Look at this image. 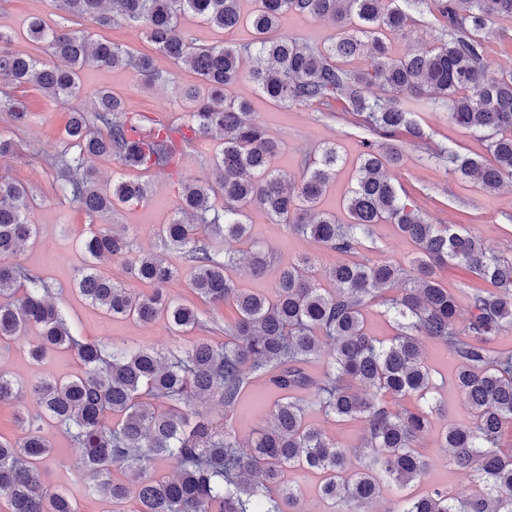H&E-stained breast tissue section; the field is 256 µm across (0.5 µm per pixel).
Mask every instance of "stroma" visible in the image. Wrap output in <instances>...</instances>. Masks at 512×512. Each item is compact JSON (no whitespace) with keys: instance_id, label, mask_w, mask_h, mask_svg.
<instances>
[{"instance_id":"obj_1","label":"stroma","mask_w":512,"mask_h":512,"mask_svg":"<svg viewBox=\"0 0 512 512\" xmlns=\"http://www.w3.org/2000/svg\"><path fill=\"white\" fill-rule=\"evenodd\" d=\"M40 17L51 24L62 21L51 0H0V30L13 35V47L22 53L51 62L52 57L41 43L29 39L26 25L29 18ZM492 33L486 42L490 74L512 69V19L498 18L491 24ZM195 75L186 69L177 74L176 85H141L134 71L124 66H95L82 71L80 83L83 101H90L96 91L109 89L124 97L137 112L151 114L165 111L172 116L183 115L187 104L179 93L185 85L195 84ZM229 95L246 99L255 117L268 133L281 143L277 160L280 167L292 175H300L303 157L313 155L325 144H335L344 158L334 185L323 197L321 210L345 218L342 199L355 174L357 157L367 131L359 127L355 118L345 112L341 101H332L330 107L315 105L283 106L273 103L248 80L228 87ZM27 102L32 117L22 127H15L8 113L0 112V132L13 136L19 143L18 152L0 159V169L6 170L27 184L35 197L34 219L39 226L35 241L27 244L19 255L20 262L43 278L61 288L54 301L62 309L68 323L78 335L88 340H109L120 345L138 347H171L179 342L166 319L149 324L109 316L100 308L86 302L72 288L75 273L83 263L78 235L87 218L78 205L60 195L55 182L53 166L64 145L62 131L68 118L69 106L48 102L34 86L18 90ZM432 142L453 143L461 152L486 155L484 142L450 120L445 108H426L414 116ZM217 147L214 141L188 145L179 163V171L169 174L159 171L150 176V192L144 204L117 208L112 222L117 229L126 230L134 239L138 251L161 252L154 235L156 225L165 223L176 205L179 181L191 182L206 178L210 173L209 158ZM407 161L403 168L390 170L396 184L409 194L411 201L434 224H458L483 240L493 250L512 253V186L488 193L471 179L449 173L442 161L426 160L415 145H406ZM250 236L273 257L276 268L309 255L320 270H327L339 261L335 251L315 246L307 238L290 232L287 226L272 223L266 212L257 206L248 211ZM363 251L376 258H387L408 264L416 247L400 235L394 225L378 224L373 234L365 239ZM36 331H29L26 342L15 341L0 349V371L26 380L63 377L77 370L71 353L60 351L35 364L25 354V343L35 342ZM425 361L437 388L436 397L441 409L432 413L430 425L417 448L431 461L426 475L412 489L394 485L385 486L380 503L387 512H393L409 492H427L434 488L447 490L449 496L469 495L472 484L450 464V454L444 448L442 436L448 426L471 424L472 413L452 382L454 363L445 348L436 341L422 342ZM214 415L223 416L225 423L240 441H247L271 423L270 404L257 405L245 401L233 414H223L218 405H211ZM307 422L323 430L350 453L346 460L349 472L363 468L364 460L352 449L361 444L366 434L364 421L356 419L338 422L327 417L317 405H310Z\"/></svg>"}]
</instances>
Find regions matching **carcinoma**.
<instances>
[{
    "mask_svg": "<svg viewBox=\"0 0 512 512\" xmlns=\"http://www.w3.org/2000/svg\"><path fill=\"white\" fill-rule=\"evenodd\" d=\"M54 8L94 26L125 21L157 50L192 71L198 86L182 88L188 119L149 117L128 109L121 98L99 91L91 107L80 102L79 72L99 64L129 66L146 87L165 85L174 73L156 66L150 55L95 40L87 29L52 27L41 18L28 24L31 38L43 42L64 65L17 53L0 32V109L24 126L28 105L2 90L30 84L50 101L70 104L64 151L56 158L57 190L84 211L80 234L82 266L73 280L91 305L114 318L148 324L165 317L175 331L201 325L195 308L177 302L162 286L182 276L162 255L132 256L133 242L108 220L116 205L148 198V182L120 177L112 189L99 188L88 160L110 157L123 170L140 174L173 168L180 147L192 140L220 143L212 174L181 185L177 207L157 230L161 248L181 252L188 264V287L204 301L230 304L224 339L201 338L166 351L129 348L87 340L72 332L60 309L48 303L54 285L18 262L19 247L36 238L34 198L22 182L0 176V346L35 327L39 339L27 356L39 362L57 350L71 351L79 371L66 378L27 381L0 371V404L16 409L21 435L0 436V498L8 512H79L77 495L100 497L119 506L135 500L133 512H292L299 490L281 482L283 469L320 473L322 493L349 512L366 509L383 487L407 486L427 471L428 457L416 449L430 421L427 407L394 410L384 400L417 395L427 399L432 381L422 339L443 344L455 361L454 384L473 422L451 427L444 447L454 468L474 481L477 491L455 499L433 489L407 498L396 512H512V455L503 452V427L512 425V351L494 345L512 330V255L489 250L454 224H432L401 197L387 174L405 161L395 143L405 134L413 143L428 135L413 119L420 108L443 106L450 119L487 142L492 157L471 156L452 145L435 157L448 171L479 181L488 193L512 176V70L487 77L485 31L492 19L512 18V0H254L244 18L240 0H53ZM434 7L439 32L431 47L395 59L389 34L407 36L417 24L412 8ZM330 20L336 35L321 47L278 33L282 15ZM191 15L226 31L248 23L254 39L246 44L200 43L183 22ZM366 57L370 68H353ZM242 78L271 100L286 105H326L343 101L376 139L362 141L358 175L345 207L350 222L319 210L341 161L334 144L320 148L305 164L300 180L275 167L280 143L225 87ZM379 87L389 97L372 96ZM263 208L315 244L344 257L326 273L324 288L314 262L305 256L277 270L275 298L238 287L227 275L248 256L256 275L267 267L257 244L226 251L227 240L248 236L246 211ZM393 224L417 246L412 271L359 253L361 240L376 224ZM121 259L130 274L155 285L149 294L121 287L96 261ZM463 266L493 289L471 288L459 297L437 270ZM396 291L391 296L389 292ZM385 308L396 333L380 340L365 328L364 310ZM333 356L319 377L307 372L326 345ZM254 381L276 395L272 425L246 443L202 404L215 401L224 411L238 409ZM34 395L38 411L25 406ZM319 404L339 419H363L367 434L353 452L364 469L349 474L347 449L305 422V406ZM54 423L79 453L68 465L77 493L53 490L42 479L52 459L43 425ZM169 462L173 474L151 476L154 461ZM120 469L125 478H117Z\"/></svg>",
    "mask_w": 512,
    "mask_h": 512,
    "instance_id": "1",
    "label": "carcinoma"
}]
</instances>
